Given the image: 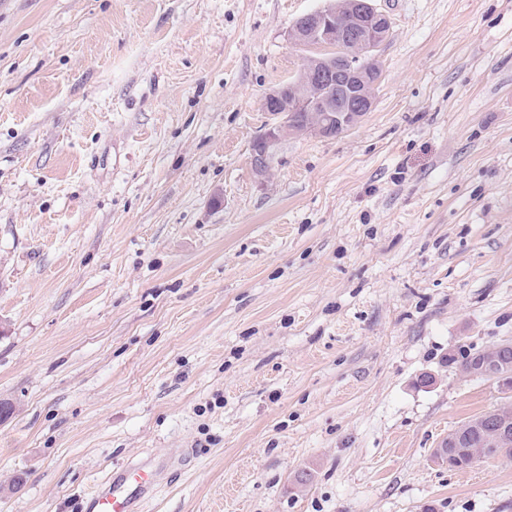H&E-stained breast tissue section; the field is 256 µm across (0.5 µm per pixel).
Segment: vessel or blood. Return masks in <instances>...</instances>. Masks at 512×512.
<instances>
[{"label":"vessel or blood","instance_id":"b4317fda","mask_svg":"<svg viewBox=\"0 0 512 512\" xmlns=\"http://www.w3.org/2000/svg\"><path fill=\"white\" fill-rule=\"evenodd\" d=\"M163 467L147 457L112 472L85 497L89 512H142L161 482Z\"/></svg>","mask_w":512,"mask_h":512}]
</instances>
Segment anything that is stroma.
<instances>
[{
  "label": "stroma",
  "mask_w": 512,
  "mask_h": 512,
  "mask_svg": "<svg viewBox=\"0 0 512 512\" xmlns=\"http://www.w3.org/2000/svg\"><path fill=\"white\" fill-rule=\"evenodd\" d=\"M325 3L0 0V512L185 448L143 512H512L434 458L507 400L448 354L512 338V0H374L372 110L258 177Z\"/></svg>",
  "instance_id": "obj_1"
}]
</instances>
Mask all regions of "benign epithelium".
<instances>
[{"instance_id": "7a95c632", "label": "benign epithelium", "mask_w": 512, "mask_h": 512, "mask_svg": "<svg viewBox=\"0 0 512 512\" xmlns=\"http://www.w3.org/2000/svg\"><path fill=\"white\" fill-rule=\"evenodd\" d=\"M342 23L336 24V18ZM390 33L388 17L379 12L369 0H332L323 8L302 15V26L294 28L292 43L300 48L316 50L306 56L295 80V86H315L312 97L294 94L285 97V86L271 90L264 99V111L279 117L256 141L253 168L264 177L270 170V150L281 138L290 135L335 137L355 126L374 105V87L377 84L375 51ZM340 84L341 98L327 93L334 84ZM331 112L325 121H299L296 112ZM512 349V339L502 340L482 350L490 371L485 376L496 382L506 394L512 393V365L502 361L506 350ZM484 431L482 446L473 448L463 438L467 428ZM512 435V403L508 402L488 415L460 424L443 437L435 458L452 468L457 454L464 453L470 463L490 459L493 449L508 442Z\"/></svg>"}]
</instances>
